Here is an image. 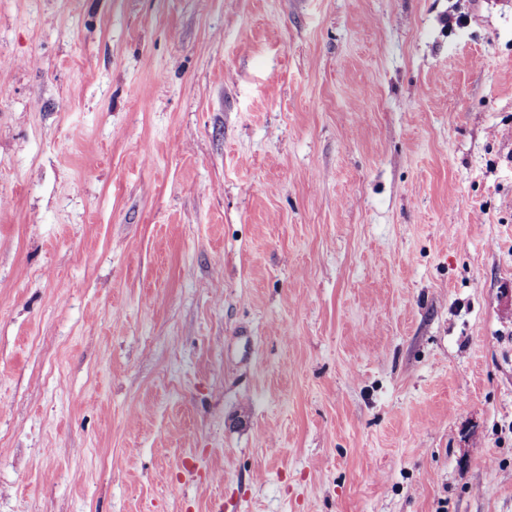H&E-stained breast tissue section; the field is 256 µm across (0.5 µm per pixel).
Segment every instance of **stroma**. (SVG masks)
Segmentation results:
<instances>
[{"label":"stroma","instance_id":"35a3bbf8","mask_svg":"<svg viewBox=\"0 0 512 512\" xmlns=\"http://www.w3.org/2000/svg\"><path fill=\"white\" fill-rule=\"evenodd\" d=\"M0 512H512V0H0Z\"/></svg>","mask_w":512,"mask_h":512}]
</instances>
